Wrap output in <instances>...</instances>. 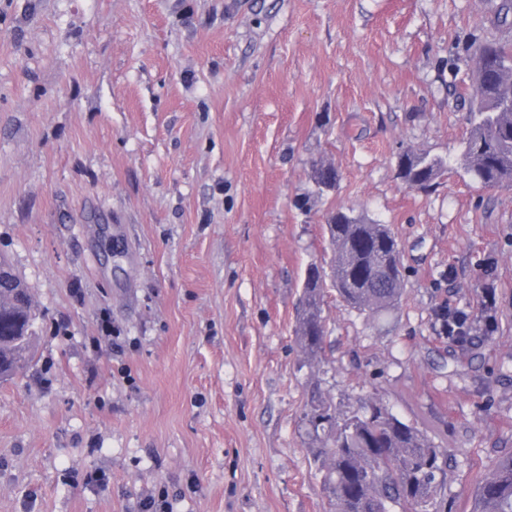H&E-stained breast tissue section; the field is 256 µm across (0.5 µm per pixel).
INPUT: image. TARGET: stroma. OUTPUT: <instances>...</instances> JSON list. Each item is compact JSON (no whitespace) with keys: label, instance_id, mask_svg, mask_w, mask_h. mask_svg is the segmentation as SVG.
<instances>
[{"label":"stroma","instance_id":"1","mask_svg":"<svg viewBox=\"0 0 512 512\" xmlns=\"http://www.w3.org/2000/svg\"><path fill=\"white\" fill-rule=\"evenodd\" d=\"M500 2L0 0V255L40 312L0 383V512H333L315 384L418 427L470 512L512 454V185L454 163ZM410 150L450 160L432 189L398 177ZM337 208L390 226L404 283L379 314L326 290L311 363ZM332 167L333 166L328 163H321L313 167L311 178L319 195H324L329 192L330 190H325L328 189L327 187H330L332 190L336 187V176H338L337 181H339L338 170Z\"/></svg>","mask_w":512,"mask_h":512}]
</instances>
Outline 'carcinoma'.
<instances>
[{
	"label": "carcinoma",
	"instance_id": "carcinoma-1",
	"mask_svg": "<svg viewBox=\"0 0 512 512\" xmlns=\"http://www.w3.org/2000/svg\"><path fill=\"white\" fill-rule=\"evenodd\" d=\"M482 52V96L469 105V132L460 164L477 183H512V44L486 41ZM449 162L424 152L398 156V172L413 186L428 189ZM338 171L328 163L313 167L319 195L336 187ZM333 257L305 269L298 337L303 354L316 360L323 348L325 290H336L346 306L371 314L395 304L403 285L402 248L385 224H366L348 210L332 212L326 224ZM36 311L26 282L0 284V382L14 378L31 360ZM307 433L317 443L314 462L334 512H430L445 489L447 460L415 426L391 409L372 405L344 410L317 385L303 413ZM473 512H512V454L500 458L477 489Z\"/></svg>",
	"mask_w": 512,
	"mask_h": 512
}]
</instances>
